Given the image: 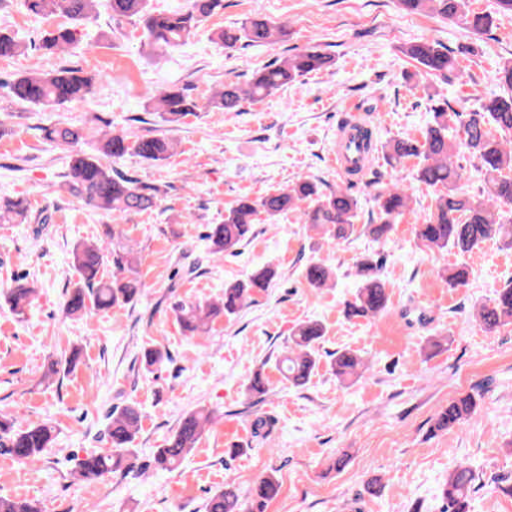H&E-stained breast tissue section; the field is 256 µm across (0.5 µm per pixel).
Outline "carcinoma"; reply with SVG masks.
Returning a JSON list of instances; mask_svg holds the SVG:
<instances>
[{"instance_id": "1", "label": "carcinoma", "mask_w": 512, "mask_h": 512, "mask_svg": "<svg viewBox=\"0 0 512 512\" xmlns=\"http://www.w3.org/2000/svg\"><path fill=\"white\" fill-rule=\"evenodd\" d=\"M27 4L35 15L66 18L65 23L45 34L39 45L40 50L51 55L75 45L78 29L90 23L101 6L109 9L114 17L138 22L143 31V45L152 54L186 44L207 17L224 8V0H191L187 9L174 11L154 10L149 7V0H27ZM399 5L408 13H430L457 21L475 33L485 31L493 24L491 15L470 10L468 0H399ZM287 38L285 24L262 18L246 19L238 26L211 35L212 42L225 49H233L239 43L264 46ZM26 50L24 39L0 32L1 59L22 55ZM401 53L416 64L418 76H463L457 57L436 41L408 43L401 47ZM331 63V56L311 47L273 61L254 72L244 83L231 79L224 81V85L202 103L191 98L183 88L166 87L148 92L147 104L153 106L161 121L168 125H177L202 109L238 112L243 103L260 101ZM98 80V74L81 67L62 66L52 71L34 67L15 76L5 88L18 103L53 110L86 101ZM42 131L48 141L68 148L78 146L89 136L86 127L69 122H57ZM359 137L363 152L383 156L394 170L403 167L411 158L419 159L417 180L435 190L433 204L415 228L416 238L422 246L461 255L488 241L503 249H512V223L503 217L505 206L512 204V95L489 91L480 98L479 107L472 111L450 107L431 110L421 141L393 138L379 143L370 126L359 130ZM462 148L479 160L484 184L483 196L479 199L460 192L459 183L464 173L456 164V157ZM173 150V140L166 137L140 136L123 130L101 131L97 153L76 152L58 190L73 195L110 219L149 211L159 205L158 196L138 181L120 174L111 163L128 154L151 163L163 162ZM374 200L376 218L359 226L355 224L359 209L355 196L343 189L323 193L315 181L303 178L273 194L257 199L239 198L224 214V223L209 226L205 240L211 254L233 255L253 234L256 224L275 220L289 211H298L302 223L323 231L330 239L345 240L359 232L386 241L397 220L411 210L412 196L394 181L376 188ZM29 212V202L23 197L0 201L1 224H26ZM109 254L115 272L106 276L103 267ZM70 263L78 281L66 294L63 304L66 315L83 317L92 311L124 308L139 300L140 282L136 277L139 256L133 248L120 245L117 233H112L110 244L104 241L75 244ZM381 269V261L373 255L358 260L359 285L353 300L347 302L348 314L368 317L386 310L388 295ZM331 275V267L321 260L311 261L304 272L313 288L326 287ZM440 275L452 288L467 283L463 262L442 269ZM274 276L269 267L255 269L244 280L224 284V297L218 301L174 304L175 318L185 334L202 336L217 319L236 316L252 302L255 291L270 287ZM35 296L33 285L19 283L9 289L5 302L20 315ZM475 318L487 331L511 326L512 287L496 291L493 298L479 304ZM325 334V327L314 320L303 322L292 331L288 337V351L278 359V368L289 383L296 387L307 384L319 365L317 346ZM169 359L168 352L147 347L142 352L141 366L152 373L154 367ZM364 367L361 357L350 350L336 352L330 361L332 374L342 384L360 377ZM476 407L473 395L449 403L436 417L434 429L444 431L463 423L474 414ZM111 417L110 448L90 452L78 463V476L83 481L101 480L109 474L134 468L136 449L133 444L141 430L140 411L134 405H127L113 411ZM212 419V411L204 408L187 414L165 446L155 452V469L176 470L196 448ZM55 432V426L49 422L24 427L16 417L0 415V448L24 464L42 460L53 445ZM475 480L474 472L467 467L458 466L448 471V479L441 488L444 512H469ZM279 491L278 478L269 473L254 483L250 501L245 502L234 484L226 481L224 488L207 500L205 512H265L266 503L276 498ZM0 512L39 510L30 501L0 497Z\"/></svg>"}]
</instances>
